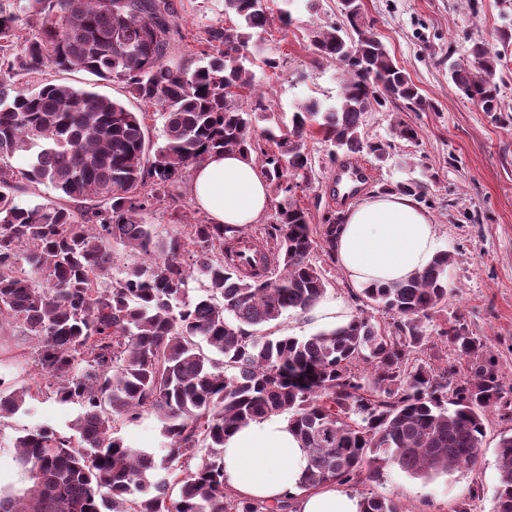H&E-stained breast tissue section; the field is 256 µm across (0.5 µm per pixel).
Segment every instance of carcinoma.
<instances>
[{
  "mask_svg": "<svg viewBox=\"0 0 512 512\" xmlns=\"http://www.w3.org/2000/svg\"><path fill=\"white\" fill-rule=\"evenodd\" d=\"M339 7L345 25L318 27L310 39L315 59L338 67L336 100L300 101L284 131L244 65L251 31L270 22L261 0H224L238 24L210 29L192 69L167 62L171 0H26L25 14L41 27L22 45L20 15L0 3V331L32 339L48 396L79 406L65 431L36 425L16 437L31 486L0 490V512H290L288 497L268 504L226 487L230 431L286 416L309 450L299 489L310 490L377 482L389 468L426 479L473 468L485 412L497 407L512 421V387L461 320L441 336L469 359L468 378L411 358L424 343L423 321L448 300L446 251L406 282L355 296L392 315L386 328L357 315L309 336L256 333L322 299L329 281L313 253L336 260L343 216L314 226L295 199L313 175L309 139L329 143L333 162L384 164L391 143L369 138L366 115L396 105L435 110L366 23L362 0ZM498 42H474L458 57L448 50L451 81L485 112L512 110L503 105L512 27L499 30ZM48 63L124 84L160 114L164 143H150L146 113L120 100L66 83L17 88L14 78ZM390 132L418 139L399 115ZM240 150L256 157L278 198L261 248L241 249L250 240L244 226L202 217L188 235L160 238L143 221L155 205L178 208L171 188L205 154ZM18 152L32 162L17 173L7 160ZM27 182L59 197L21 207L14 193ZM381 191L425 202L430 185L408 179ZM114 243L142 256L121 277L112 276ZM194 247L191 270L184 258ZM195 270L203 289L191 300ZM361 364L370 375L355 371ZM41 392L0 380V419L27 411ZM149 413L168 439L161 461L117 435ZM496 469L495 512H512V432L501 435ZM361 512L401 510L396 498L364 494Z\"/></svg>",
  "mask_w": 512,
  "mask_h": 512,
  "instance_id": "carcinoma-1",
  "label": "carcinoma"
}]
</instances>
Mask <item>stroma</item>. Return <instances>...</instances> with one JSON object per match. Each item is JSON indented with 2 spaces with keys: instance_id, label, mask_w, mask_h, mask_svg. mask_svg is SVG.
<instances>
[{
  "instance_id": "35a3bbf8",
  "label": "stroma",
  "mask_w": 512,
  "mask_h": 512,
  "mask_svg": "<svg viewBox=\"0 0 512 512\" xmlns=\"http://www.w3.org/2000/svg\"><path fill=\"white\" fill-rule=\"evenodd\" d=\"M176 33L168 55L171 65H190L204 49L206 32L213 27L235 25L224 13V0H173ZM364 13L391 54L406 68L412 80L435 104L431 112H408L418 139L393 142L384 165L362 159L367 170L363 193L379 192L382 184L418 178L429 181L428 208L438 226L439 248L451 252L446 306L425 322L427 338L419 360L441 368L456 366L459 376L470 373L467 359L453 350L440 331L455 317H463L474 334L481 336L495 356L505 385L512 386V120L482 111L463 98L448 76V51L464 53L469 40L494 43L498 27L512 23V7L504 0H479L471 10L467 0H362ZM272 18L265 29L255 31L245 50L255 82L270 111L288 117L295 103L314 97L332 103L338 91L337 68L315 63L309 36L320 25L338 24L342 18L336 0H321L317 13L304 0H265ZM291 9L295 21L282 28L278 16ZM276 60L269 68L267 60ZM47 81L76 87H95L110 98L124 101L135 112L145 105L125 91L121 83L105 82L86 72H62L53 66L22 76L21 87ZM316 178L297 190L310 223H322L334 211H345L348 200L334 197L330 187L336 165L330 145L310 144ZM36 350L29 338H0V378L6 382H34L40 377ZM77 408L44 396L30 401L28 412L0 419V486L21 491L29 487V474L17 461L14 441L23 429L35 425L63 428ZM512 429L497 411L485 419V436L475 468H463L432 479L412 477L396 469L386 470L377 482L362 484L361 492L399 495L404 512H495L498 484L495 448L502 432ZM125 442L163 456L167 440L161 423L151 415L122 427ZM477 497H470V488Z\"/></svg>"
}]
</instances>
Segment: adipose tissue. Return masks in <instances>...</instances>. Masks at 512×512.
I'll return each mask as SVG.
<instances>
[{"instance_id": "adipose-tissue-1", "label": "adipose tissue", "mask_w": 512, "mask_h": 512, "mask_svg": "<svg viewBox=\"0 0 512 512\" xmlns=\"http://www.w3.org/2000/svg\"><path fill=\"white\" fill-rule=\"evenodd\" d=\"M190 192L215 224L255 223L270 204V188L245 154H211L194 168ZM432 216L410 196L368 194L350 206L336 239L346 280L362 289L406 281L437 255ZM308 451L281 416L251 421L224 441V481L238 496L271 504L293 496L295 512H360L358 497L336 487L299 492Z\"/></svg>"}]
</instances>
